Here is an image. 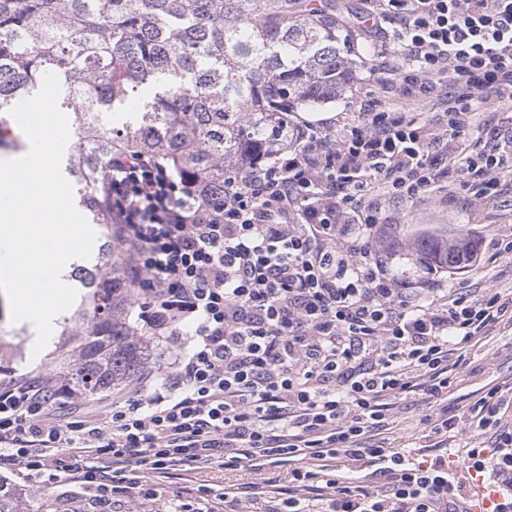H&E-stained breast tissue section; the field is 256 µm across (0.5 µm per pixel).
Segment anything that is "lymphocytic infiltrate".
Wrapping results in <instances>:
<instances>
[{
	"label": "lymphocytic infiltrate",
	"mask_w": 512,
	"mask_h": 512,
	"mask_svg": "<svg viewBox=\"0 0 512 512\" xmlns=\"http://www.w3.org/2000/svg\"><path fill=\"white\" fill-rule=\"evenodd\" d=\"M363 22L394 24L400 61L376 81L399 82L413 111L374 105L339 130L292 124L288 150L229 168L219 204L155 159L113 156L103 180L124 283L144 297L141 329L178 342L179 357L146 393L66 421L49 412V381L1 382L0 471L76 485L74 512L139 499L187 512L167 482L244 463L264 481L199 485L206 512L257 499L263 512H459L447 456L407 463L365 440L414 396L439 408L434 447L471 432L467 458L499 496L492 512H512V380L448 412L456 362L512 324V289L408 290L373 252L385 201L439 191L460 170L491 205L512 176L501 126L464 144L478 105L512 92V0H372ZM341 459L378 464L381 482L336 477ZM285 465L290 484L267 477Z\"/></svg>",
	"instance_id": "obj_1"
}]
</instances>
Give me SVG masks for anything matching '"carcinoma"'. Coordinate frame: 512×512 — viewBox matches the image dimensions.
I'll return each instance as SVG.
<instances>
[{
  "label": "carcinoma",
  "mask_w": 512,
  "mask_h": 512,
  "mask_svg": "<svg viewBox=\"0 0 512 512\" xmlns=\"http://www.w3.org/2000/svg\"><path fill=\"white\" fill-rule=\"evenodd\" d=\"M369 53L336 0H0V112L57 75L79 135L69 175L82 186L80 206L107 224L102 178L113 155L158 158L221 201L225 166L287 148L288 113L336 102ZM134 99L126 129L105 131L102 115ZM476 248L461 226L414 239L427 262L450 268ZM122 265L121 251L103 244L93 268L77 269L95 302L74 317L88 336L64 376L77 397L149 364L150 342L125 321ZM0 512H20L16 489L2 484Z\"/></svg>",
  "instance_id": "cac0c4a2"
}]
</instances>
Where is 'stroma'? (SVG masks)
Returning <instances> with one entry per match:
<instances>
[{"label":"stroma","mask_w":512,"mask_h":512,"mask_svg":"<svg viewBox=\"0 0 512 512\" xmlns=\"http://www.w3.org/2000/svg\"><path fill=\"white\" fill-rule=\"evenodd\" d=\"M374 54L365 57L356 70L351 89L333 104L322 106V118L335 129L356 119L362 103L384 102L397 97L399 90L382 88L367 79L371 66L389 64L397 48L392 37L366 34ZM384 220L374 236V248L385 259L399 281L417 285L423 281L446 279L458 288H480L487 277H496L500 287L512 286V258L496 246L500 235L512 232V180L505 181L497 203L489 208L474 203L466 187L453 183L444 190L415 201H388L382 209ZM457 225L477 240V260L473 265L451 270L426 263L411 249L410 238L423 229H446ZM81 342L71 324H60L53 349L41 361H34L32 335L26 323L12 322L11 306L0 299V380L29 374H44L53 384H61L74 348ZM512 375V330L503 329L491 340L468 350L448 389L449 403L461 405L481 396L485 385L494 378ZM430 409L424 404H408L398 413L391 430L369 433L367 444H385L390 448H411L424 459L435 458L436 449L426 447L428 425L424 421ZM5 481L22 491L21 512H70L76 487H35L18 476L5 474Z\"/></svg>","instance_id":"stroma-1"}]
</instances>
